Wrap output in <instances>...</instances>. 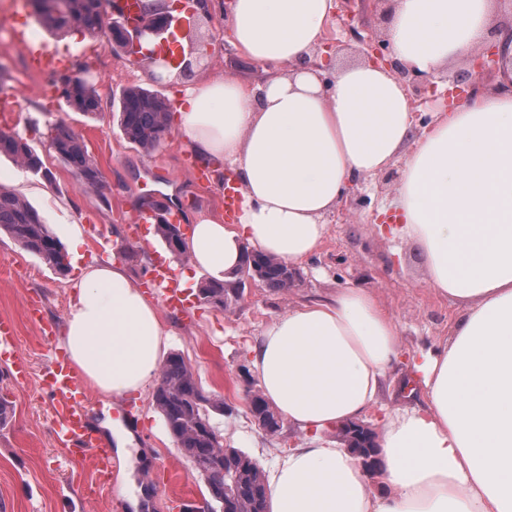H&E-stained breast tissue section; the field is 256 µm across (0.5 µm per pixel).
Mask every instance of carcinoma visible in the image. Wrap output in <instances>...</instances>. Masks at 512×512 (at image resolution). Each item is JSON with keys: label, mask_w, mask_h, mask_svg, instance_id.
Returning <instances> with one entry per match:
<instances>
[{"label": "carcinoma", "mask_w": 512, "mask_h": 512, "mask_svg": "<svg viewBox=\"0 0 512 512\" xmlns=\"http://www.w3.org/2000/svg\"><path fill=\"white\" fill-rule=\"evenodd\" d=\"M36 20L51 32H80L96 37L109 33L112 50L129 52L122 21L106 19L103 0H32ZM170 6L165 0H138L143 16L158 15L165 23ZM62 94L78 112L95 115L100 101L93 81L82 76L60 77ZM123 136L143 152L150 154L162 143L171 123L169 101L155 91L132 86L124 90L118 116ZM50 148L79 174L81 185L97 192L102 174L92 160L86 144L67 125L57 120L47 128ZM0 155L19 166L39 173L44 162L22 136L10 129H0ZM0 232L8 234L27 252L39 257L57 272L67 269L65 254L38 211L20 194L0 186ZM156 235L170 251L184 254L180 226L164 220L155 224ZM242 269L274 292H282L300 278L299 272L256 251H248ZM242 280L232 282L208 278L199 288V297L222 307L238 301L243 294ZM153 402L168 433L177 442L204 479L209 512H268L265 475L245 452L224 447L223 437L214 426L211 413L224 414V402L206 395L192 368L179 353H171L160 367ZM251 416L257 426L269 433L281 429L279 415L262 395L253 398ZM350 448H363L365 428H340Z\"/></svg>", "instance_id": "1"}]
</instances>
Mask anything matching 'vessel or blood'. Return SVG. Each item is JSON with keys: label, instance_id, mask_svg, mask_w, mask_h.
Instances as JSON below:
<instances>
[{"label": "vessel or blood", "instance_id": "1", "mask_svg": "<svg viewBox=\"0 0 512 512\" xmlns=\"http://www.w3.org/2000/svg\"><path fill=\"white\" fill-rule=\"evenodd\" d=\"M18 9L11 25L12 42L24 52L28 68L38 73L60 70L62 60L45 43L33 40L25 0H18ZM241 206V199L232 174L224 176V221L232 223ZM149 287L155 288L162 305L170 311L187 316L192 306L180 287L169 263L157 261L152 267ZM42 388L51 400L52 419L58 440L71 454L88 459L98 475L112 468V454L101 434L90 425L88 409L92 403L87 388L75 376L69 362L56 357L49 361Z\"/></svg>", "mask_w": 512, "mask_h": 512}]
</instances>
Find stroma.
<instances>
[{
	"label": "stroma",
	"instance_id": "35a3bbf8",
	"mask_svg": "<svg viewBox=\"0 0 512 512\" xmlns=\"http://www.w3.org/2000/svg\"><path fill=\"white\" fill-rule=\"evenodd\" d=\"M225 0H212L203 20L201 36L213 47L211 63L203 77L229 76L257 82L256 64L233 50H219L227 20ZM38 40L65 59L68 65L86 66L102 104L96 118L69 106L53 74L30 72L21 49L10 46L0 53V67L8 75L6 91L15 93L17 110L9 123L44 161L45 172H29L12 159L0 158V185L24 196L39 212L64 251L78 249L81 265L110 259L125 262L136 283H144L157 258L166 256L165 244L152 226L140 231L137 260H126L128 225L143 202V189L159 193L163 205L180 208L181 230L189 232L202 216L223 217V176L195 177L201 164L175 134H167L153 153L138 150L118 126L119 97L124 88L138 85L158 92L170 103L183 95L181 80L155 81L147 64L131 63L105 42L80 34L57 38L34 27ZM64 119L86 144L104 177L103 193L82 187L76 170L50 150L47 126ZM401 161H394L384 176L353 185L345 202L328 219L329 233L321 250L299 264L300 285L287 293L263 286L249 288L235 306L225 309L197 301L202 272L189 262L179 264L185 289L195 297L192 318L160 309L162 324L170 333L171 351L180 353L204 391L224 401L223 414L213 421L224 445L246 452L270 471L289 449L305 443L309 435L283 424L270 434L255 425L247 397L258 388L248 359L265 324L298 301L360 286L371 289L395 319L403 356L394 363L381 403L405 408L417 403L412 393L408 355L420 347L448 340L460 316L458 306L438 297L426 282L425 259L410 242H392L382 233L385 219L380 207L399 183ZM75 268L59 273L36 256L0 234V317L17 326L16 351L29 365L27 378L17 377L10 357L0 358V391L15 405L11 423L0 429V512H131L130 500L141 496L140 512H190L203 506L204 481L191 461L178 450L153 403L151 391L123 398L92 392L90 421L109 438L130 432L136 437L126 461H113L105 482H98L90 464L72 456L55 438L48 421L50 399L38 388L51 355L62 354L64 316L72 297ZM40 300L42 317L30 319L31 300ZM52 324V338L42 335Z\"/></svg>",
	"mask_w": 512,
	"mask_h": 512
}]
</instances>
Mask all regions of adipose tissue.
Wrapping results in <instances>:
<instances>
[{
    "mask_svg": "<svg viewBox=\"0 0 512 512\" xmlns=\"http://www.w3.org/2000/svg\"><path fill=\"white\" fill-rule=\"evenodd\" d=\"M335 0H233L234 48L266 75L205 79L179 102L175 131L204 165L240 183L234 223L203 218L186 237L193 267L218 280L245 249L296 266L317 253L348 188L402 169L393 238L418 244L427 281L461 314L448 342L411 354L424 401L385 410L378 479L318 438L378 404L399 328L365 288L300 302L267 323L250 370L267 402L311 435L267 481L270 512H512V63L489 91L416 130L392 72L366 60L305 66ZM495 0H394L395 56L431 75L482 45ZM154 305L116 261L82 268L62 346L82 384L144 390L168 351Z\"/></svg>",
    "mask_w": 512,
    "mask_h": 512,
    "instance_id": "1",
    "label": "adipose tissue"
}]
</instances>
